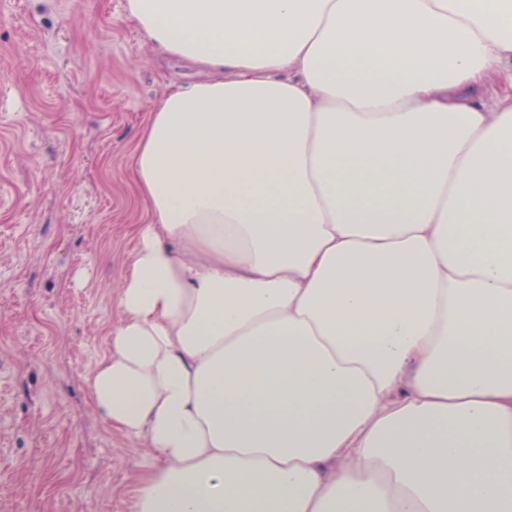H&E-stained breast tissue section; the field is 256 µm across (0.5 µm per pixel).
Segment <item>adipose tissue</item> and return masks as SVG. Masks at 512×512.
Wrapping results in <instances>:
<instances>
[{"label":"adipose tissue","mask_w":512,"mask_h":512,"mask_svg":"<svg viewBox=\"0 0 512 512\" xmlns=\"http://www.w3.org/2000/svg\"><path fill=\"white\" fill-rule=\"evenodd\" d=\"M202 77L96 408L134 512H512V0H126Z\"/></svg>","instance_id":"ef3b65f1"}]
</instances>
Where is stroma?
<instances>
[{
	"mask_svg": "<svg viewBox=\"0 0 512 512\" xmlns=\"http://www.w3.org/2000/svg\"><path fill=\"white\" fill-rule=\"evenodd\" d=\"M126 0H0V512H133L159 465L88 378L148 220L131 162L183 62Z\"/></svg>",
	"mask_w": 512,
	"mask_h": 512,
	"instance_id": "obj_1",
	"label": "stroma"
}]
</instances>
